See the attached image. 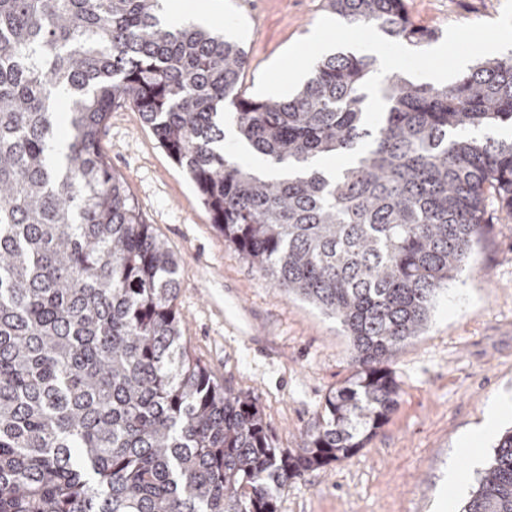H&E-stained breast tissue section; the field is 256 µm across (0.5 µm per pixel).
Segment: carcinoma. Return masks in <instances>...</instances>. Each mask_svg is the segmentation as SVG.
Wrapping results in <instances>:
<instances>
[{
	"label": "carcinoma",
	"instance_id": "obj_1",
	"mask_svg": "<svg viewBox=\"0 0 512 512\" xmlns=\"http://www.w3.org/2000/svg\"><path fill=\"white\" fill-rule=\"evenodd\" d=\"M390 40L437 39L404 0H327ZM159 0H0V512H277L300 473L354 455L399 387L386 367L460 273L494 197L512 214V58L440 87L396 72L364 125L372 55L318 60L285 98L241 87L248 53L164 23ZM140 112L212 223L282 293L338 319L351 379L315 432L274 446L254 398L189 351L179 263L98 146L112 108ZM236 141L288 169L270 177ZM66 151L52 162L51 139ZM342 154L334 174L312 160ZM462 512H512V430Z\"/></svg>",
	"mask_w": 512,
	"mask_h": 512
}]
</instances>
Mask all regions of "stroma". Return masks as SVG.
<instances>
[{"label": "stroma", "instance_id": "35a3bbf8", "mask_svg": "<svg viewBox=\"0 0 512 512\" xmlns=\"http://www.w3.org/2000/svg\"><path fill=\"white\" fill-rule=\"evenodd\" d=\"M249 55L243 86L328 15L326 0H223ZM417 24L497 19L504 0H405ZM100 144L146 222L180 265L176 300L190 352L224 386L255 397L278 448L314 432L328 394L353 375L340 322L280 292L224 240L184 170L131 106L114 108ZM464 270L387 368L400 388L388 421L353 456L307 471L278 512H443L448 470H471L460 438L512 396V215L490 206Z\"/></svg>", "mask_w": 512, "mask_h": 512}]
</instances>
